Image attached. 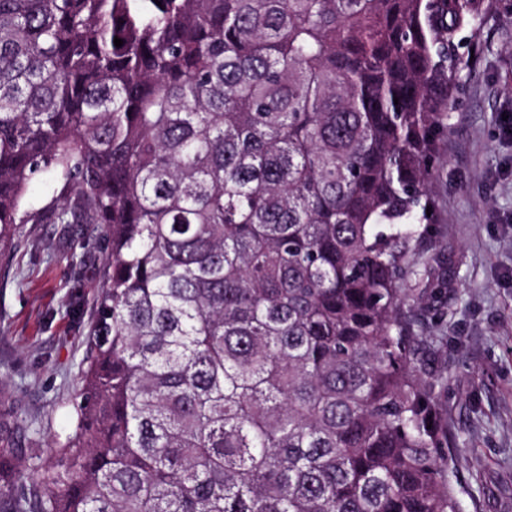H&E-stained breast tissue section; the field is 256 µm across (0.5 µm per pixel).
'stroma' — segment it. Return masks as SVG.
<instances>
[{
	"label": "stroma",
	"mask_w": 512,
	"mask_h": 512,
	"mask_svg": "<svg viewBox=\"0 0 512 512\" xmlns=\"http://www.w3.org/2000/svg\"><path fill=\"white\" fill-rule=\"evenodd\" d=\"M436 142L431 215L419 256L439 260L442 288L408 290L402 315L420 324L418 362L437 378L448 439L464 446L448 474L463 512H512V0H490ZM112 266L99 224H25L0 250V417L38 449L76 425L88 336Z\"/></svg>",
	"instance_id": "35a3bbf8"
}]
</instances>
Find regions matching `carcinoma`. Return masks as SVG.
Returning a JSON list of instances; mask_svg holds the SVG:
<instances>
[{"label":"carcinoma","mask_w":512,"mask_h":512,"mask_svg":"<svg viewBox=\"0 0 512 512\" xmlns=\"http://www.w3.org/2000/svg\"><path fill=\"white\" fill-rule=\"evenodd\" d=\"M488 7L0 0V245L112 257L74 432L31 472L0 422V512H462L400 306Z\"/></svg>","instance_id":"obj_1"}]
</instances>
